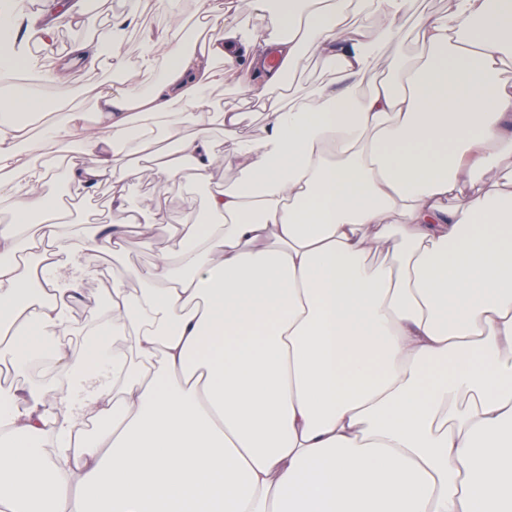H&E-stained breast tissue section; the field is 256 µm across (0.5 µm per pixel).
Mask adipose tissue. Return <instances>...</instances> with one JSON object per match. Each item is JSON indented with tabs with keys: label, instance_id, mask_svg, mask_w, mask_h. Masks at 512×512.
I'll use <instances>...</instances> for the list:
<instances>
[{
	"label": "adipose tissue",
	"instance_id": "obj_1",
	"mask_svg": "<svg viewBox=\"0 0 512 512\" xmlns=\"http://www.w3.org/2000/svg\"><path fill=\"white\" fill-rule=\"evenodd\" d=\"M156 4L163 35L116 22L28 63L118 72L93 112L0 95V512H512V0H448L425 55L388 60L411 0H197L222 35L190 47ZM306 47L334 77L284 100ZM230 80L260 138L213 112ZM66 147L111 223L53 220ZM188 165L239 177L202 212L130 215L121 187ZM133 227L164 247L77 351L94 256ZM37 343L68 386L28 382Z\"/></svg>",
	"mask_w": 512,
	"mask_h": 512
}]
</instances>
